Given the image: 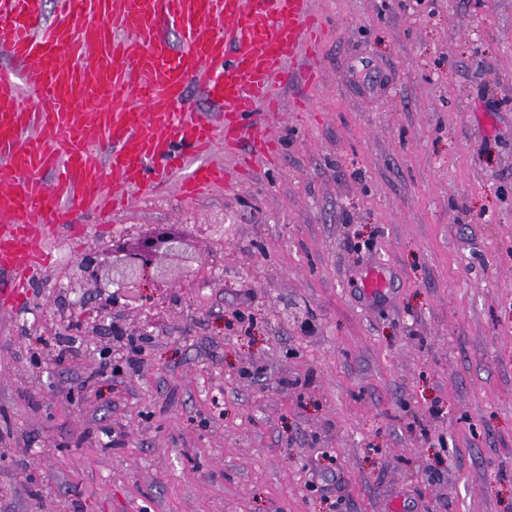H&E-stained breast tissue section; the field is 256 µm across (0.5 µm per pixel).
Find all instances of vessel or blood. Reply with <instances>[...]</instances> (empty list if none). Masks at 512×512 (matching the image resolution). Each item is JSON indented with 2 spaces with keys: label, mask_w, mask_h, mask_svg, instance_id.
Here are the masks:
<instances>
[{
  "label": "vessel or blood",
  "mask_w": 512,
  "mask_h": 512,
  "mask_svg": "<svg viewBox=\"0 0 512 512\" xmlns=\"http://www.w3.org/2000/svg\"><path fill=\"white\" fill-rule=\"evenodd\" d=\"M325 30L312 0H55L51 10L46 0H0V51L17 72L0 77V182L10 185L0 195V271L14 282L0 302H15L49 261L48 232L75 233L74 202L117 214L128 189L173 182L201 199L232 180L210 162L216 149L243 168L250 153L273 154L255 114L279 111V89L317 77L314 63L296 61ZM192 88L223 110V128L181 111ZM111 174L121 189H106Z\"/></svg>",
  "instance_id": "obj_1"
}]
</instances>
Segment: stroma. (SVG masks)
Returning a JSON list of instances; mask_svg holds the SVG:
<instances>
[{
    "label": "stroma",
    "instance_id": "1",
    "mask_svg": "<svg viewBox=\"0 0 512 512\" xmlns=\"http://www.w3.org/2000/svg\"><path fill=\"white\" fill-rule=\"evenodd\" d=\"M315 2L323 77L261 113L274 158L198 202L74 203L0 309V512H512V0ZM157 224L192 274L142 315L76 304L77 258ZM106 318L140 355L67 331Z\"/></svg>",
    "mask_w": 512,
    "mask_h": 512
}]
</instances>
